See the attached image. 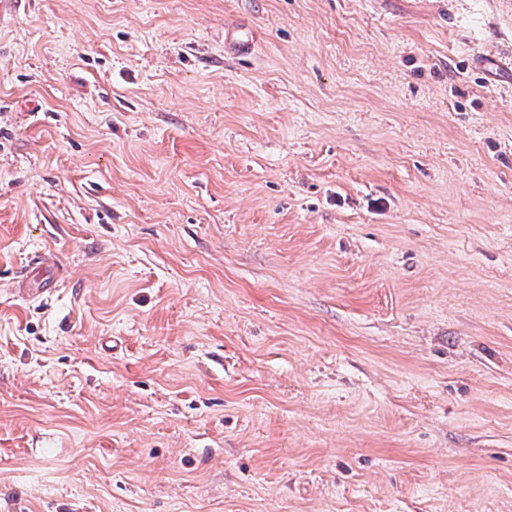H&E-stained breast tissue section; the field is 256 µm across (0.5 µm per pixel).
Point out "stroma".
<instances>
[{"label": "stroma", "mask_w": 512, "mask_h": 512, "mask_svg": "<svg viewBox=\"0 0 512 512\" xmlns=\"http://www.w3.org/2000/svg\"><path fill=\"white\" fill-rule=\"evenodd\" d=\"M15 2L0 512H512V0Z\"/></svg>", "instance_id": "1"}]
</instances>
